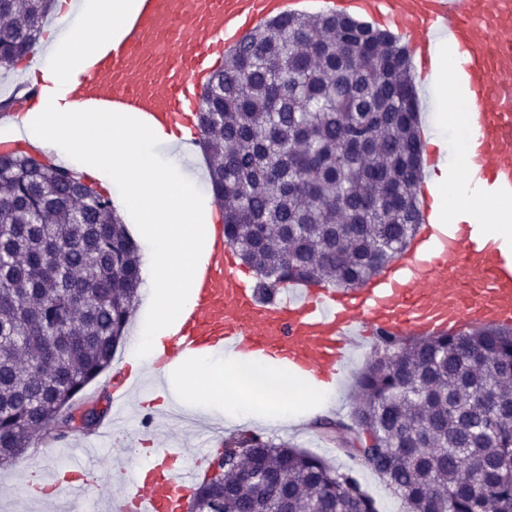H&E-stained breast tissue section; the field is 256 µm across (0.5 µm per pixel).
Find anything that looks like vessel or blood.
<instances>
[{
    "label": "vessel or blood",
    "instance_id": "obj_1",
    "mask_svg": "<svg viewBox=\"0 0 512 512\" xmlns=\"http://www.w3.org/2000/svg\"><path fill=\"white\" fill-rule=\"evenodd\" d=\"M119 21L121 39L100 51L80 84L91 113H137L157 128L196 130L200 95L225 57L268 22L306 13L312 0H141ZM324 11L368 17L407 41L424 75L436 64L441 37L454 45L458 84L468 99L466 191L482 201L494 188L512 205V0H321ZM425 221L412 246L379 277L355 291L288 288L260 297L246 279L224 226L212 225L197 266L193 299L152 369L218 349L290 366L319 383L337 382L363 344L429 336L472 325L512 323V262L472 225ZM136 379L112 378V407H125ZM206 448H159L131 478L120 512H181ZM101 463L87 455L69 467L66 486L81 502Z\"/></svg>",
    "mask_w": 512,
    "mask_h": 512
}]
</instances>
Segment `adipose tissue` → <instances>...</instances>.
<instances>
[{
  "label": "adipose tissue",
  "instance_id": "adipose-tissue-1",
  "mask_svg": "<svg viewBox=\"0 0 512 512\" xmlns=\"http://www.w3.org/2000/svg\"><path fill=\"white\" fill-rule=\"evenodd\" d=\"M58 7L76 21L43 47L44 61L34 76L43 92L27 113L26 132L35 147L88 169L111 187L114 205L137 223L146 245L142 303L151 316L128 355L138 372L150 352L162 347L177 310L190 298L212 208L194 181L157 156L155 145L166 139V132L148 129L135 115L84 112L75 97L92 52L118 38V19L136 12L139 0H59ZM448 178L442 164L426 180L442 214L458 217L472 211L466 193L449 194ZM167 377L170 385L162 398L191 394L196 408L219 411L232 424H288L294 396L310 388L302 377L233 354L198 359Z\"/></svg>",
  "mask_w": 512,
  "mask_h": 512
}]
</instances>
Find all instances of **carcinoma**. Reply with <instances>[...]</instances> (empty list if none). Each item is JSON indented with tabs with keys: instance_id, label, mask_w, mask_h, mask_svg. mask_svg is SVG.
<instances>
[{
	"instance_id": "carcinoma-1",
	"label": "carcinoma",
	"mask_w": 512,
	"mask_h": 512,
	"mask_svg": "<svg viewBox=\"0 0 512 512\" xmlns=\"http://www.w3.org/2000/svg\"><path fill=\"white\" fill-rule=\"evenodd\" d=\"M51 0H0V70L30 55ZM409 54L343 14L275 20L216 70L197 139L224 238L260 278L356 289L416 236L423 151ZM142 281L135 243L81 174L0 152V466L77 429ZM348 421L324 420L405 512H512V325L382 344ZM251 450L263 483L234 462ZM199 512H378L352 467L259 434L224 441Z\"/></svg>"
}]
</instances>
